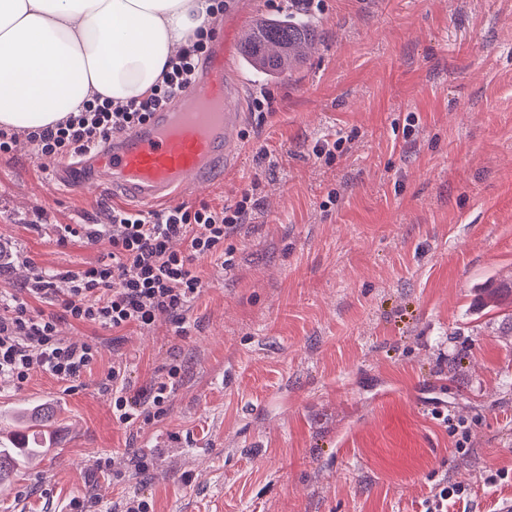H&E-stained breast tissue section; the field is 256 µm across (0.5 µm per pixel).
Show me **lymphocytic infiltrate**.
Returning a JSON list of instances; mask_svg holds the SVG:
<instances>
[{"label": "lymphocytic infiltrate", "mask_w": 512, "mask_h": 512, "mask_svg": "<svg viewBox=\"0 0 512 512\" xmlns=\"http://www.w3.org/2000/svg\"><path fill=\"white\" fill-rule=\"evenodd\" d=\"M214 38L213 30H197L170 57L150 94L139 101L95 102L55 126L24 135L0 128V154L11 153L24 136L36 154L69 157L132 129L191 84ZM251 208V197L244 193L221 206L178 205L149 213L116 208L105 234L91 224L60 225V241L74 238L93 244L104 234L112 251L108 259L66 271V294H59L54 274L47 272L35 274L19 292L0 293V386L22 388L36 368L69 386L91 373L102 356L100 348L58 336L56 320L61 315L115 333L152 326L162 315L169 316L175 327H183L202 286L196 260L217 257L222 268L231 267L224 241L244 223ZM42 299L52 300L55 311L36 308V301ZM180 376V366H170L167 380L134 392L125 368L118 365L110 369L101 387L112 396L115 419L128 426L162 412Z\"/></svg>", "instance_id": "obj_1"}]
</instances>
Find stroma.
<instances>
[{"instance_id":"1","label":"stroma","mask_w":512,"mask_h":512,"mask_svg":"<svg viewBox=\"0 0 512 512\" xmlns=\"http://www.w3.org/2000/svg\"><path fill=\"white\" fill-rule=\"evenodd\" d=\"M231 2L216 22L231 43L293 11L319 34L275 81L230 56L243 150L190 202L253 190L224 241L232 266L198 260L182 334L165 319L117 334L59 319L102 357L73 391L39 371L0 391V411L47 403L57 417L0 512L75 499L121 512L136 494L155 512H421L444 477L471 489L467 512H499L512 480L484 479L512 473V322L479 293L512 280V0ZM334 136V159L316 158ZM54 164L24 140L0 155V290L111 250L57 245L54 225L105 224L127 202L55 184ZM115 363L134 390L183 365L163 414L117 423L100 387Z\"/></svg>"}]
</instances>
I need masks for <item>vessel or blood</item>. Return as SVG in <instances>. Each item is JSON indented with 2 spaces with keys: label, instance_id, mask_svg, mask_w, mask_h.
<instances>
[{
  "label": "vessel or blood",
  "instance_id": "obj_1",
  "mask_svg": "<svg viewBox=\"0 0 512 512\" xmlns=\"http://www.w3.org/2000/svg\"><path fill=\"white\" fill-rule=\"evenodd\" d=\"M228 53L216 39L210 58L169 106L79 161L56 164L55 179L76 190L96 185L143 208L209 188L241 151L244 114L224 73Z\"/></svg>",
  "mask_w": 512,
  "mask_h": 512
}]
</instances>
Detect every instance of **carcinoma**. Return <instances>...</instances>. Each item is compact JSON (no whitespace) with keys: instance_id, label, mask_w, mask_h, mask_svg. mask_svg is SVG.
Instances as JSON below:
<instances>
[{"instance_id":"1","label":"carcinoma","mask_w":512,"mask_h":512,"mask_svg":"<svg viewBox=\"0 0 512 512\" xmlns=\"http://www.w3.org/2000/svg\"><path fill=\"white\" fill-rule=\"evenodd\" d=\"M318 33L306 19L284 14L278 18L253 24L241 42L242 59L248 68L273 78L288 75L303 63L313 48ZM15 424L33 428L40 436L25 442L22 431L0 438V486L10 483L19 470L40 461L46 453L43 444L53 435L54 411L40 405L20 407L14 411Z\"/></svg>"}]
</instances>
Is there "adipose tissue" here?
<instances>
[{"instance_id":"adipose-tissue-1","label":"adipose tissue","mask_w":512,"mask_h":512,"mask_svg":"<svg viewBox=\"0 0 512 512\" xmlns=\"http://www.w3.org/2000/svg\"><path fill=\"white\" fill-rule=\"evenodd\" d=\"M211 0H0V126L55 125L100 96L124 104L175 47L208 27Z\"/></svg>"}]
</instances>
